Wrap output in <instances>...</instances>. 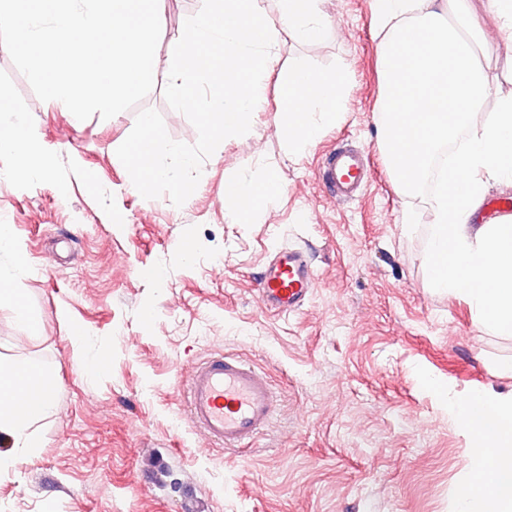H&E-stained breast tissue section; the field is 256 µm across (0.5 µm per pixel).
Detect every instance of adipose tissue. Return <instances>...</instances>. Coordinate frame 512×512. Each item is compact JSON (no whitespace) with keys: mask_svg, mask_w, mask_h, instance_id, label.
Returning a JSON list of instances; mask_svg holds the SVG:
<instances>
[{"mask_svg":"<svg viewBox=\"0 0 512 512\" xmlns=\"http://www.w3.org/2000/svg\"><path fill=\"white\" fill-rule=\"evenodd\" d=\"M470 16L468 0H373L372 23L382 34L380 73L384 85V144L399 193L411 195L429 157L470 134L446 168L438 188L427 264L431 288L465 297L484 329L512 335V224H477L491 180L512 183V97L498 102L491 117L472 126L471 117L492 92L479 62V30L458 33L444 18ZM286 91L278 110L289 150L316 143L324 120L335 118L346 93L343 74L296 66L282 72ZM13 106L0 96V156L16 175L39 174L31 132L12 120ZM275 176L259 185L238 176L224 182V202L244 219L268 197L280 194ZM54 383L34 362L0 360V473L15 469L38 447L32 426L53 411ZM460 425L474 437L469 450L471 480L460 491V512H512V399L490 402L474 394L455 406Z\"/></svg>","mask_w":512,"mask_h":512,"instance_id":"obj_1","label":"adipose tissue"}]
</instances>
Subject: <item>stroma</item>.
<instances>
[{
	"mask_svg": "<svg viewBox=\"0 0 512 512\" xmlns=\"http://www.w3.org/2000/svg\"><path fill=\"white\" fill-rule=\"evenodd\" d=\"M371 4L321 0L322 41L281 32L251 130L204 160L179 207L143 198L116 150L142 108L162 115L171 139L196 143L164 87L171 45L201 0H165L155 86L107 120L40 100L0 46V94L49 160L41 177L23 179L0 158V224L20 251L0 253V268L25 265L17 286L39 327L31 333L0 304V358L39 363L55 384L54 409L34 426L39 448L0 474V512H457L470 438L451 404L473 392L512 397V336L483 329L465 298L428 286L433 195L394 187ZM470 11L495 86L480 122L512 96V42L488 0H470ZM295 65L347 77L335 121L299 154L278 110V72ZM341 144L365 151L368 167L345 202L319 179ZM272 172L283 191L256 222L225 211L228 176L258 183ZM409 207L417 229L408 234ZM291 247L308 255L316 286L279 315L264 310L256 284L268 258ZM77 326L89 335L81 346ZM216 352L253 363L278 393L277 420L245 450L214 445L184 406L190 368ZM94 355L105 369L91 370Z\"/></svg>",
	"mask_w": 512,
	"mask_h": 512,
	"instance_id": "35a3bbf8",
	"label": "stroma"
}]
</instances>
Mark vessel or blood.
Masks as SVG:
<instances>
[{
	"instance_id": "1",
	"label": "vessel or blood",
	"mask_w": 512,
	"mask_h": 512,
	"mask_svg": "<svg viewBox=\"0 0 512 512\" xmlns=\"http://www.w3.org/2000/svg\"><path fill=\"white\" fill-rule=\"evenodd\" d=\"M366 174L362 153L343 146L322 164V179L335 198H352ZM316 286L307 255L288 248L268 261L257 283L267 310L291 313ZM188 412L193 425L228 449L256 438L278 413L279 399L266 375L247 361L216 354L196 365L186 381Z\"/></svg>"
}]
</instances>
